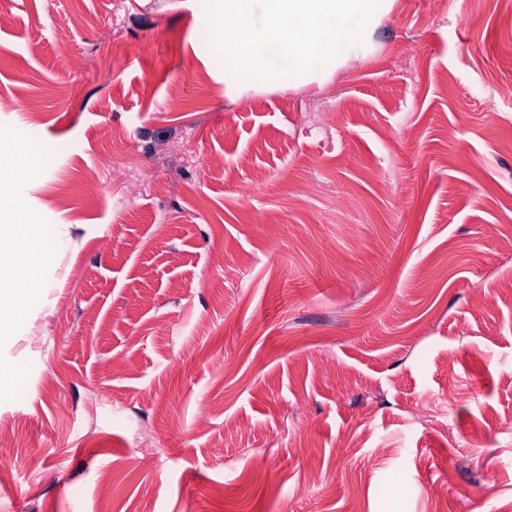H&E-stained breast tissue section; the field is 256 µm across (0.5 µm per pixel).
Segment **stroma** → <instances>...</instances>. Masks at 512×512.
I'll return each instance as SVG.
<instances>
[{
    "mask_svg": "<svg viewBox=\"0 0 512 512\" xmlns=\"http://www.w3.org/2000/svg\"><path fill=\"white\" fill-rule=\"evenodd\" d=\"M205 14L0 0L68 241L0 335V512H512V0H396L299 89Z\"/></svg>",
    "mask_w": 512,
    "mask_h": 512,
    "instance_id": "stroma-1",
    "label": "stroma"
}]
</instances>
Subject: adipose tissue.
I'll use <instances>...</instances> for the list:
<instances>
[{
	"mask_svg": "<svg viewBox=\"0 0 512 512\" xmlns=\"http://www.w3.org/2000/svg\"><path fill=\"white\" fill-rule=\"evenodd\" d=\"M15 179L8 191L10 207L0 210V275L10 285L0 289V327L17 328L27 294L44 281L47 245L38 239L33 225L19 219L25 182L38 169L26 146H17L7 158Z\"/></svg>",
	"mask_w": 512,
	"mask_h": 512,
	"instance_id": "adipose-tissue-1",
	"label": "adipose tissue"
}]
</instances>
